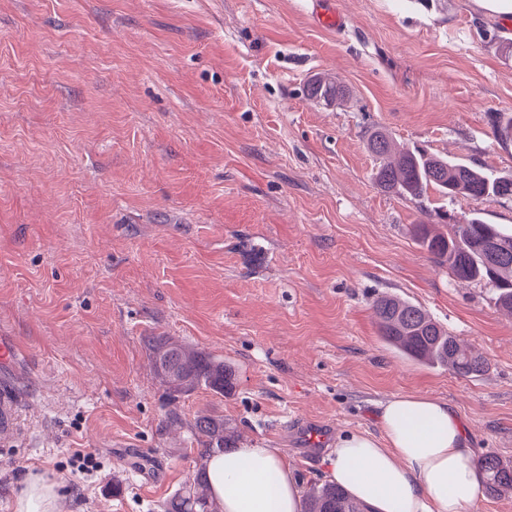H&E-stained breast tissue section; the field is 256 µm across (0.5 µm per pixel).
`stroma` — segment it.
I'll return each instance as SVG.
<instances>
[{"mask_svg":"<svg viewBox=\"0 0 512 512\" xmlns=\"http://www.w3.org/2000/svg\"><path fill=\"white\" fill-rule=\"evenodd\" d=\"M0 0V362L19 435L0 446V512L27 477L62 512H161L191 485L189 424L280 449L327 482L337 434L378 433L382 402L424 394L477 452L512 460V315L453 277L413 227L512 199L385 192L367 135L512 176V19L470 0ZM323 75L349 95L307 98ZM424 308L488 361L463 379L386 344L373 301ZM236 370L235 391L169 401L148 340ZM182 422H167L169 410ZM83 448L100 466L75 475Z\"/></svg>","mask_w":512,"mask_h":512,"instance_id":"obj_1","label":"stroma"}]
</instances>
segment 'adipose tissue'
Wrapping results in <instances>:
<instances>
[{
  "label": "adipose tissue",
  "mask_w": 512,
  "mask_h": 512,
  "mask_svg": "<svg viewBox=\"0 0 512 512\" xmlns=\"http://www.w3.org/2000/svg\"><path fill=\"white\" fill-rule=\"evenodd\" d=\"M379 435L347 432L328 452V476L369 512H472L477 454L458 416L424 395L387 399ZM220 512H302V490L282 453L257 444L205 460ZM58 483L27 479L14 512H59Z\"/></svg>",
  "instance_id": "adipose-tissue-1"
}]
</instances>
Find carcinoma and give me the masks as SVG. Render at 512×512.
<instances>
[{
	"mask_svg": "<svg viewBox=\"0 0 512 512\" xmlns=\"http://www.w3.org/2000/svg\"><path fill=\"white\" fill-rule=\"evenodd\" d=\"M307 95L326 104L343 101L345 89L318 76L307 85ZM489 121L498 136L512 139V114L494 112ZM393 139L383 130L368 135L370 153L383 160L375 172L377 183L387 192L419 199L431 188L442 196L467 195L475 200L512 198V177L497 176L482 167L452 162L423 149L393 151ZM414 235L420 245L453 277L477 282L488 288L494 304L512 312V235L499 231L474 216L437 232L429 224H417ZM380 334L406 356L428 365L446 368L461 378L482 375L487 359L462 345L447 328L422 307L396 296L383 295L374 303ZM155 370L171 399L199 387L224 395L235 388V369L202 351L186 348L169 336L150 341ZM202 446L200 456L223 452L235 444L234 432L224 427V419L199 414L189 425ZM478 473L490 495L512 493V462L492 452L478 456ZM193 492L177 493L162 504V512H219L207 494L204 467L196 474ZM303 512H366V506L342 486L332 482L310 486Z\"/></svg>",
	"mask_w": 512,
	"mask_h": 512,
	"instance_id": "1",
	"label": "carcinoma"
}]
</instances>
